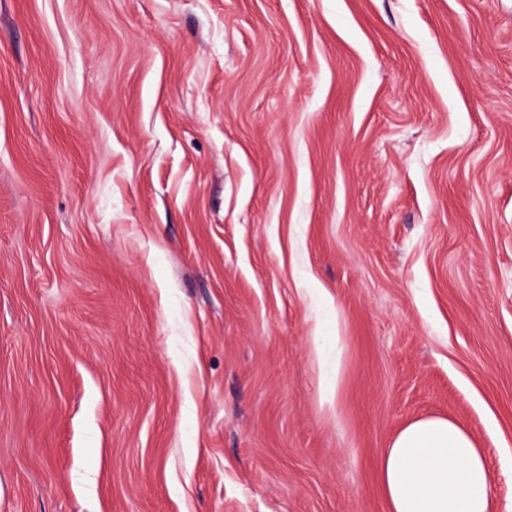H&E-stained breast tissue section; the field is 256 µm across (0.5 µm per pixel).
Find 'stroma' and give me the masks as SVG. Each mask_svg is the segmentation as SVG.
<instances>
[{
  "label": "stroma",
  "mask_w": 512,
  "mask_h": 512,
  "mask_svg": "<svg viewBox=\"0 0 512 512\" xmlns=\"http://www.w3.org/2000/svg\"><path fill=\"white\" fill-rule=\"evenodd\" d=\"M428 415L512 512V0H0V512H389Z\"/></svg>",
  "instance_id": "obj_1"
}]
</instances>
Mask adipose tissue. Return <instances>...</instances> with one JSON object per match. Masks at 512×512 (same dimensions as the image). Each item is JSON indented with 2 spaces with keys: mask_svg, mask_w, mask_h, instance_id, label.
<instances>
[{
  "mask_svg": "<svg viewBox=\"0 0 512 512\" xmlns=\"http://www.w3.org/2000/svg\"><path fill=\"white\" fill-rule=\"evenodd\" d=\"M389 512H492V470L473 435L446 417L409 422L379 460Z\"/></svg>",
  "mask_w": 512,
  "mask_h": 512,
  "instance_id": "adipose-tissue-1",
  "label": "adipose tissue"
}]
</instances>
